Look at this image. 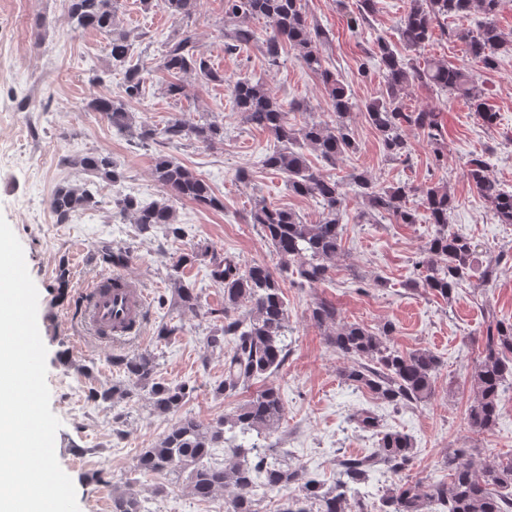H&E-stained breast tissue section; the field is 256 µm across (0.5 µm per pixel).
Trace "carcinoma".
I'll return each mask as SVG.
<instances>
[{"mask_svg": "<svg viewBox=\"0 0 512 512\" xmlns=\"http://www.w3.org/2000/svg\"><path fill=\"white\" fill-rule=\"evenodd\" d=\"M147 7H159L181 25L166 43L159 67L174 77L165 86L173 98L185 94L182 78L195 76L206 84L224 83V72L212 67L196 45L194 33L184 24L198 12L201 0H142ZM353 25L358 27L377 12V0H354ZM501 0H406L398 32L402 45L412 51L425 47L434 28L448 19H460L477 11L485 22L468 40L469 51L487 69L497 65L498 53L506 41L494 22ZM224 52L256 45L270 68L285 64L288 54L321 80L328 98L330 121L288 120L290 112H305L302 101L283 103L261 76L244 77L229 85L235 112L241 121L266 130L271 141L258 165L284 176L288 193L309 198L318 207V219L303 220L296 212L260 199L250 210V221L260 226L262 236L277 257L281 272L291 271L296 282L313 286L331 279L336 259L344 253L343 217L351 199L363 205L359 218L367 224L391 220L397 224H417L420 213L411 206L420 198L427 223L433 225L429 238L417 253V279L406 283L443 298L469 281L477 263L476 245L468 236L452 230L451 212L456 200L439 186L415 187L398 182L377 187L367 171L351 167L345 175H325L308 163L303 149L309 148L326 167L336 168L358 152L352 129L356 104L336 72L326 67L322 46L329 33L309 21L302 0H222ZM118 0H69L68 18L75 30H94L105 37L107 68L92 72L90 81L103 85L115 73L123 75L122 94L101 95L89 107L124 134L131 128V106L143 99L152 80V68L133 63L139 36L116 21ZM263 21L258 34L251 21ZM375 64L381 71L383 91L379 98L364 104V116L377 133L383 152L391 160L411 157L408 132H422L431 142L443 139L440 113L410 110L404 93L420 83L440 95H457L473 106L488 127L497 124L498 113L484 102L485 92L476 76L451 66L442 58L418 61L395 50L391 43L377 40L369 55L359 59L358 73ZM140 137L162 144L189 140L203 150L224 144V124L200 118L189 123L175 115L163 127H143ZM76 163L101 181L115 185L123 172L110 152H96L76 159ZM467 178L478 194L492 204L502 224H512V191L503 189L490 175L484 155L471 154L464 162ZM162 187L158 200H140L132 195L112 199L122 214L133 217L143 233L161 230L168 238L183 236L177 224L174 203L190 201L199 206L222 209L210 185L190 168L172 157L160 155L152 171ZM98 204L88 188L59 186L50 199L58 222L65 223L80 210ZM210 257L211 281L224 287V306L212 310L214 325L207 345L224 353V378L213 388L218 396H231L253 381L264 386L232 415L203 422L183 412L195 392L188 382L168 383L158 377L155 356L141 354L119 360L132 388L102 386L90 391L95 402L107 403L115 396H128L132 389H146L153 413L171 421L160 440L141 450L138 469L147 476L187 474L192 496L207 501L224 496V512H258L257 505L268 492L294 484L298 494L284 499L277 512H512V456L479 472L468 448H454L441 464L448 479L427 487L410 484L401 475L411 464L414 441L406 433L380 430V420L363 411L353 417L357 427L378 436L377 448L368 455L339 460L334 482L326 487L308 476L305 469L291 467L288 458L273 453L267 440L286 421V406L280 388L270 378L288 358V308L278 277L268 266L248 263L236 255L209 253V247L177 252L171 259V279L175 293L173 306L183 313L200 314L202 289L181 279L183 270L200 257ZM92 258L108 266H124L126 252L112 250L104 242ZM311 319L324 329L327 344L346 360L341 378L351 386L369 390L376 399L394 406L420 404L435 393L440 368L438 357L427 349L407 352L392 346L388 336L391 323L374 331L359 323L341 321L336 304L326 298L315 300ZM473 396L466 409L472 432L489 433L501 416L502 394L512 388V320L488 315L482 350L469 374ZM224 449V463L212 461L214 450ZM397 477L378 502L368 503L360 486L368 483L377 467ZM113 512H147L138 492L132 488L116 493Z\"/></svg>", "mask_w": 512, "mask_h": 512, "instance_id": "1", "label": "carcinoma"}]
</instances>
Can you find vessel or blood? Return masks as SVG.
Wrapping results in <instances>:
<instances>
[{
  "instance_id": "vessel-or-blood-1",
  "label": "vessel or blood",
  "mask_w": 512,
  "mask_h": 512,
  "mask_svg": "<svg viewBox=\"0 0 512 512\" xmlns=\"http://www.w3.org/2000/svg\"><path fill=\"white\" fill-rule=\"evenodd\" d=\"M84 323L98 339L131 337L144 320L150 297L141 284L126 276L104 275L84 292Z\"/></svg>"
}]
</instances>
